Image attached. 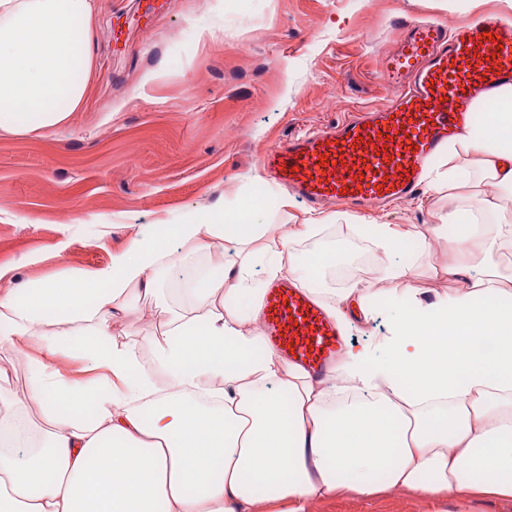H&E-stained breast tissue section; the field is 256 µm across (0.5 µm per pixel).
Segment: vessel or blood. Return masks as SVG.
<instances>
[{"label": "vessel or blood", "mask_w": 512, "mask_h": 512, "mask_svg": "<svg viewBox=\"0 0 512 512\" xmlns=\"http://www.w3.org/2000/svg\"><path fill=\"white\" fill-rule=\"evenodd\" d=\"M399 26L402 39L381 63L394 91L386 108L350 114L266 153L265 169L305 205L381 206L416 194L449 139L475 122L472 102L512 84V24L487 17L451 29L409 19ZM262 320L275 349L313 375L330 373L341 332L304 288L269 281Z\"/></svg>", "instance_id": "obj_1"}]
</instances>
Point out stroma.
I'll return each instance as SVG.
<instances>
[{"label": "stroma", "mask_w": 512, "mask_h": 512, "mask_svg": "<svg viewBox=\"0 0 512 512\" xmlns=\"http://www.w3.org/2000/svg\"><path fill=\"white\" fill-rule=\"evenodd\" d=\"M94 0L93 54L84 106L43 137H0V264L18 279H56L110 263L143 226L170 224L188 209L255 208L259 224H297L298 201L264 174L263 154L392 97L380 75L400 16L447 27L499 10L498 0L462 9L451 0ZM214 27L196 41L195 27ZM448 190L423 187L408 199L356 209L333 202L308 248L332 244L349 264L363 218L418 231L437 223ZM412 266L400 288L430 298L458 288L433 275L420 241L390 254ZM153 303L112 329L144 342L164 325ZM321 512H436L408 496L343 498Z\"/></svg>", "instance_id": "stroma-1"}]
</instances>
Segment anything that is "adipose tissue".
<instances>
[{
  "mask_svg": "<svg viewBox=\"0 0 512 512\" xmlns=\"http://www.w3.org/2000/svg\"><path fill=\"white\" fill-rule=\"evenodd\" d=\"M93 22V0H0V134L69 124L86 101ZM475 107L480 122L429 175L448 209L422 237L462 227L440 266L462 285L430 302L390 292L386 334L347 349L327 378L288 363L260 328L263 278H295L294 245L316 218L275 233L248 209H192L140 229L106 266L0 292V351L20 338L33 349L24 399L44 418L20 410L0 369V512H314L393 491L465 512L512 498V84ZM171 242L214 270L189 310L159 307L148 369L111 329L157 297L160 271L176 267ZM473 264L486 279L467 282ZM377 301L357 281L321 304L343 326L345 306L366 315ZM57 352L94 382L45 361Z\"/></svg>",
  "mask_w": 512,
  "mask_h": 512,
  "instance_id": "obj_1",
  "label": "adipose tissue"
}]
</instances>
